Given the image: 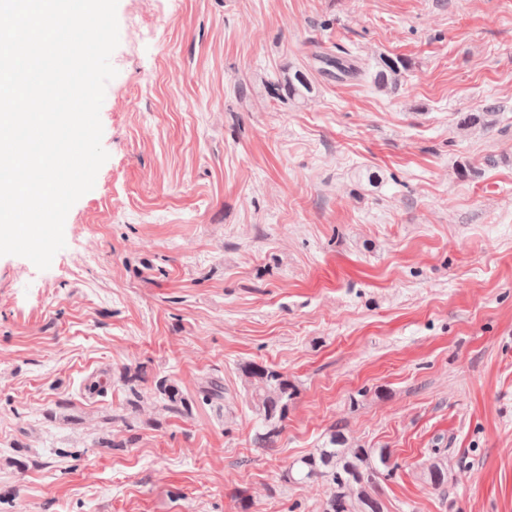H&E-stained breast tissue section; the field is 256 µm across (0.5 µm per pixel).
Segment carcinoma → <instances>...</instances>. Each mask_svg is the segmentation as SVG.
Returning <instances> with one entry per match:
<instances>
[{"instance_id": "obj_1", "label": "carcinoma", "mask_w": 512, "mask_h": 512, "mask_svg": "<svg viewBox=\"0 0 512 512\" xmlns=\"http://www.w3.org/2000/svg\"><path fill=\"white\" fill-rule=\"evenodd\" d=\"M315 71L287 69L274 81L262 79L250 82V86H237L236 92L245 99L251 88L262 86L272 98L286 100L297 107H306L315 100L314 74L329 75L338 81H347L371 75L374 86L381 92L394 94L403 84L408 70L405 59L380 54L375 57V71L369 72L360 65L357 57L344 53L323 51L314 56ZM498 121V108L486 105L476 112L460 115L457 127L463 132L487 130ZM240 377L251 411L261 422L263 433L259 440L268 442L279 431L288 417L291 402L297 394V386L288 375L270 366L245 361L239 364ZM119 381L131 397L135 407L142 397L143 378L138 366H127ZM154 398L166 410L187 414L191 399L166 376L153 382ZM200 398L204 402H218L224 398V387L218 381H209L202 387ZM396 465L391 463V453L386 448H361L349 442L343 433L334 431L324 447L297 459L283 474L287 483L304 484L318 479L330 487L325 512H382V503L377 493V479L389 476ZM423 475L435 487L448 480V465L439 457L433 458Z\"/></svg>"}]
</instances>
